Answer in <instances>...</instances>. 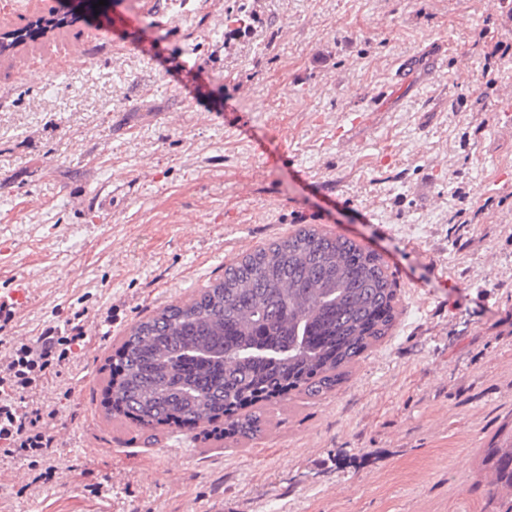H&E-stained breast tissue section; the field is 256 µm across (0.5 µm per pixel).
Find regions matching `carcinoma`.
Returning a JSON list of instances; mask_svg holds the SVG:
<instances>
[{"instance_id": "carcinoma-1", "label": "carcinoma", "mask_w": 512, "mask_h": 512, "mask_svg": "<svg viewBox=\"0 0 512 512\" xmlns=\"http://www.w3.org/2000/svg\"><path fill=\"white\" fill-rule=\"evenodd\" d=\"M395 297L378 255L304 227L135 325L112 355L108 414L152 438L176 426L253 440L265 424L259 404L335 390L392 330ZM477 471L491 477L482 512H512V434L479 449Z\"/></svg>"}]
</instances>
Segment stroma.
Segmentation results:
<instances>
[{
    "mask_svg": "<svg viewBox=\"0 0 512 512\" xmlns=\"http://www.w3.org/2000/svg\"><path fill=\"white\" fill-rule=\"evenodd\" d=\"M41 17L67 23L0 53V291L29 289L10 335L77 316L87 343L43 390L56 477L1 462L0 512H481L474 459L512 422V61L487 85L479 45L512 42V0H0V36ZM307 224L397 284L335 391L239 444L106 415L138 321ZM436 46V50L432 54L419 61L414 57H407L402 59L398 63L400 65L399 75L403 76L405 73L415 69L418 66L423 67L427 72L431 74H435L437 71H440L442 66V53L446 48V44L444 42H438Z\"/></svg>",
    "mask_w": 512,
    "mask_h": 512,
    "instance_id": "35a3bbf8",
    "label": "stroma"
}]
</instances>
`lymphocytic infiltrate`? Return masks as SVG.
Masks as SVG:
<instances>
[{"mask_svg": "<svg viewBox=\"0 0 512 512\" xmlns=\"http://www.w3.org/2000/svg\"><path fill=\"white\" fill-rule=\"evenodd\" d=\"M85 343L77 324L66 330L51 327L25 340L0 336V458L40 465L35 482L48 483L56 474L51 462L56 437L39 395L49 374L69 364Z\"/></svg>", "mask_w": 512, "mask_h": 512, "instance_id": "obj_1", "label": "lymphocytic infiltrate"}]
</instances>
